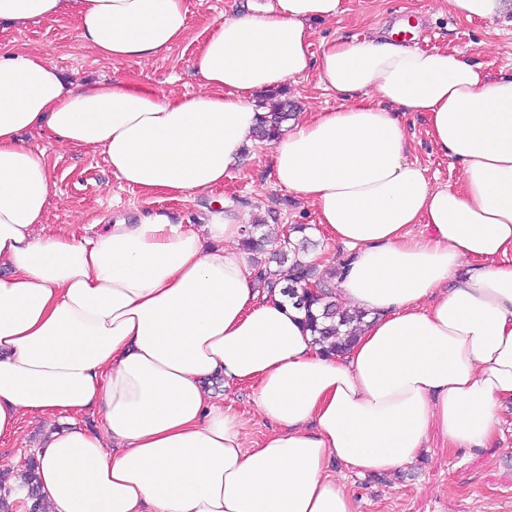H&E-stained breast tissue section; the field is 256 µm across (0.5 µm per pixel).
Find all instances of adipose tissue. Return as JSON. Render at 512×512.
Listing matches in <instances>:
<instances>
[{
	"mask_svg": "<svg viewBox=\"0 0 512 512\" xmlns=\"http://www.w3.org/2000/svg\"><path fill=\"white\" fill-rule=\"evenodd\" d=\"M343 11L269 0L217 15L183 96L75 84L45 56L0 50V440L22 416L59 420L37 451L49 512H357L333 461L379 474L434 428L454 450L494 439L512 401V75L380 35L314 47L311 21ZM71 12L113 60L188 30L184 0H0L13 25ZM312 69L341 104L290 121L272 168L347 251L335 292L367 317L346 354L321 352L302 313L259 289L245 218L223 203L195 229L159 209L93 237L36 236L52 177L24 133L104 148L124 184L190 200L252 144L254 95ZM411 112L458 183L410 158ZM213 377L254 386L274 425L256 447L212 401ZM87 411L100 430L70 421Z\"/></svg>",
	"mask_w": 512,
	"mask_h": 512,
	"instance_id": "adipose-tissue-1",
	"label": "adipose tissue"
}]
</instances>
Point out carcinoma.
Here are the masks:
<instances>
[{
  "label": "carcinoma",
  "mask_w": 512,
  "mask_h": 512,
  "mask_svg": "<svg viewBox=\"0 0 512 512\" xmlns=\"http://www.w3.org/2000/svg\"><path fill=\"white\" fill-rule=\"evenodd\" d=\"M295 102L278 98L270 105L268 115L255 130V137L261 141L273 142L293 117ZM306 224L277 223L276 211L269 209L266 216L245 231L242 245L252 254L257 269V279L268 291L279 293L305 312V326L313 343L322 351L335 355L343 353L356 341L357 331L363 314L356 310L341 308L335 301L332 273L319 271L317 266L304 261L310 239L303 235ZM318 285L315 294L299 296L296 290L306 281ZM20 488L26 490V500L33 512H42L38 463L30 458L22 472Z\"/></svg>",
  "instance_id": "obj_1"
}]
</instances>
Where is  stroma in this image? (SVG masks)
Wrapping results in <instances>:
<instances>
[{"mask_svg":"<svg viewBox=\"0 0 512 512\" xmlns=\"http://www.w3.org/2000/svg\"><path fill=\"white\" fill-rule=\"evenodd\" d=\"M233 0H185L189 17L186 38L155 57L142 61H117L91 51L79 37L73 18L38 21L22 28L0 26V48L8 47L46 55L74 82L124 79L148 85L167 94L193 93L198 82L191 67L193 54L207 35L213 16L230 11ZM409 26L415 45L426 49H454L481 64L491 77L512 74V9L491 20L468 21L450 15L445 0H345L344 11L333 19L312 24L314 45L337 37L363 38ZM301 109L335 108V93L318 82L316 73L286 86ZM405 126L412 158L430 178L453 183L460 166L431 144L423 118L408 114ZM30 144L45 148L54 183L45 232L68 227L85 233L92 220L110 223L116 217L137 219L145 210L165 209L184 223L200 224L214 202L240 211L248 219L280 212L283 224H315L310 204L281 187L271 168V148L253 143L240 166L224 183L189 201L163 194L149 195L122 184L112 173L103 149H71L56 143L48 130L28 135ZM217 403L233 408L243 424L247 443L269 434L272 425L260 413L252 386L225 387L209 381ZM52 430L50 421L23 416L18 434L9 439V468L0 481L12 488L20 480L27 460L42 447ZM337 478L352 494L359 512H512V406L501 413L494 442L483 448L453 450L439 432H432L415 461L384 475H360L334 463Z\"/></svg>","mask_w":512,"mask_h":512,"instance_id":"stroma-1","label":"stroma"}]
</instances>
